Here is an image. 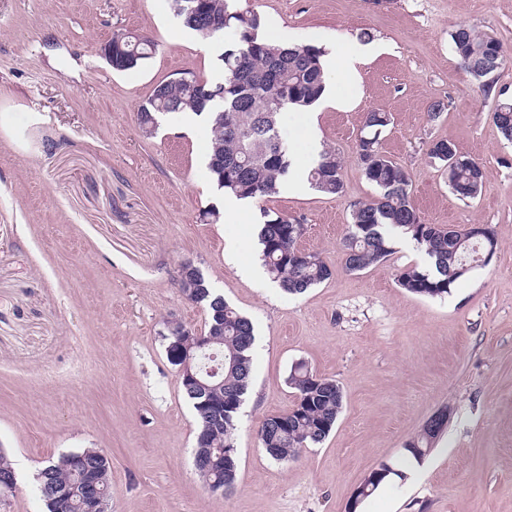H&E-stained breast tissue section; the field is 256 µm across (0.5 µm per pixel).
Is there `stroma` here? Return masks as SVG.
<instances>
[{"instance_id": "obj_1", "label": "stroma", "mask_w": 512, "mask_h": 512, "mask_svg": "<svg viewBox=\"0 0 512 512\" xmlns=\"http://www.w3.org/2000/svg\"><path fill=\"white\" fill-rule=\"evenodd\" d=\"M266 33L292 44L368 47L353 72L330 76L309 114L278 123L296 162L312 140L343 163V189L306 188L224 211L208 169L210 127L163 117L153 135L137 112L162 82L220 77L237 40L205 42L170 0H0V448L18 475L7 512H46L35 475L45 460L99 448L112 461L109 512H346L382 461L406 473L357 512H512V143L492 114L512 99V61L491 92L458 66L451 31L473 27L512 51V0H239ZM154 40L136 69L103 56L113 31ZM348 99L339 109L334 97ZM445 111L430 120L435 101ZM390 112L386 155L411 176L426 224L491 225L498 247L448 295L396 283L425 256L399 236L383 263L347 272L339 250L351 204L375 196L355 158L366 112ZM437 140L484 168L480 196L461 200L426 149ZM304 224L299 246L332 276L293 296L260 270L264 211ZM254 325L252 383L235 432L238 486L208 491L193 466L196 417L167 358L166 323L203 332L206 309L178 286L182 265ZM303 362L336 380L344 409L321 444L277 461L258 429L295 402L286 383ZM423 463L404 446L439 413Z\"/></svg>"}]
</instances>
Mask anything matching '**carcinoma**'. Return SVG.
Wrapping results in <instances>:
<instances>
[{"label":"carcinoma","instance_id":"obj_1","mask_svg":"<svg viewBox=\"0 0 512 512\" xmlns=\"http://www.w3.org/2000/svg\"><path fill=\"white\" fill-rule=\"evenodd\" d=\"M192 10L179 14L184 27L209 41L219 39L224 30L236 31L237 42L221 54L222 76L205 83L209 94L196 89L195 75L189 81L168 80L159 84L138 112V123L145 135L155 132L159 118L174 112L191 111L205 116L211 130L208 168L218 189L240 199H262L279 191L292 165L290 150H281L278 117L320 102L327 86V75L320 58L323 47L307 44L283 47L259 35L261 17L253 11L230 6L229 0H191ZM462 49L457 52L460 67L479 89H492V76L506 55L495 58L493 51L503 47L494 37L482 35L460 25ZM112 68L128 71L142 66L156 52L152 40L139 41L121 31L112 33ZM390 113L373 109L366 113L355 154L365 179L376 195L351 205L350 222L341 242L345 270L360 272L387 260L392 254L393 233L410 238L427 258L423 267H406L396 274L397 284L421 297H443L463 277L465 265L482 262L483 243L466 238L459 230L442 224H425L411 198L407 170L382 151L381 136L390 125ZM452 142L440 140L426 151L434 164L448 168V148ZM343 165L335 151L326 149L308 173L312 187L325 195L341 193ZM481 164L463 163L448 176L452 192L464 199H475L483 187ZM259 233L262 261L269 278L290 294L298 295L332 275L327 260L318 252L298 247L301 224L286 216L263 211ZM180 288L187 300L204 306L208 312L203 335L214 339L224 373L214 388L182 387L192 403L197 429L210 427L206 446L195 449L204 459L222 457V466L211 479L236 488L238 459L223 457L224 449L234 447L233 436L244 396L251 384L252 349L255 340L252 321L230 306L209 287L199 269L188 266L181 272ZM314 373L304 363L292 366L287 378L296 401L281 413L266 416L258 430L266 452L276 460L297 456L303 449L322 443L342 413L344 396L339 384L326 377L313 380ZM222 409L216 410L213 404ZM443 427V422L428 424L405 445L406 456L417 463L428 455ZM85 462L99 471L101 487L112 493V462L96 448L79 451ZM67 455L48 459L37 478V489L47 512H78L75 497L60 498V493L78 482L68 468ZM378 468L390 475L378 480L376 470L368 475L369 493L382 484L406 478L395 461H382Z\"/></svg>","mask_w":512,"mask_h":512}]
</instances>
